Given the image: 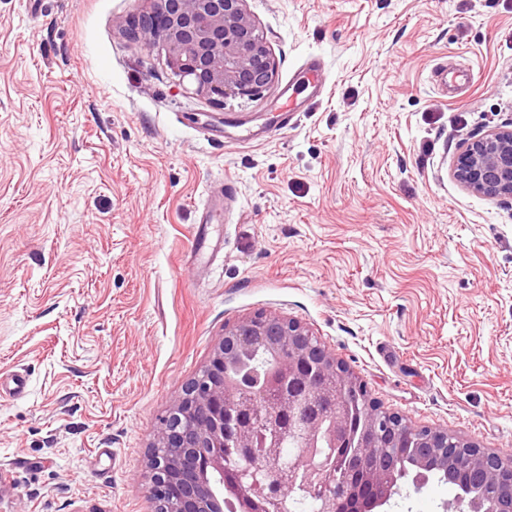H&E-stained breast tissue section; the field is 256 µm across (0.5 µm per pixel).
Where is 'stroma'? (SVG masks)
I'll return each mask as SVG.
<instances>
[{"instance_id": "stroma-1", "label": "stroma", "mask_w": 512, "mask_h": 512, "mask_svg": "<svg viewBox=\"0 0 512 512\" xmlns=\"http://www.w3.org/2000/svg\"><path fill=\"white\" fill-rule=\"evenodd\" d=\"M150 7L0 0V512H150L161 417L268 311L382 408L512 454V199L452 175L512 125V0H246L277 76L220 104L121 31Z\"/></svg>"}]
</instances>
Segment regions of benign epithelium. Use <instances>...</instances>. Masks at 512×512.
<instances>
[{"label": "benign epithelium", "mask_w": 512, "mask_h": 512, "mask_svg": "<svg viewBox=\"0 0 512 512\" xmlns=\"http://www.w3.org/2000/svg\"><path fill=\"white\" fill-rule=\"evenodd\" d=\"M152 9L128 26L134 39L155 44L165 53L171 70L187 79L194 93L224 98L231 92L255 97L275 82L276 65L263 35L247 13L245 0H151ZM468 191L487 198H512V128H497L468 141L454 170ZM273 354L272 375L285 380L268 418L291 434L305 438L347 433L364 456L378 439L397 441L403 431L416 428L397 413L365 400L368 417L360 434L348 429L347 415L335 409L346 388L358 387L328 349L301 323L277 312L245 318L224 326L211 359L189 380L182 394L160 421L148 456L151 471L149 498L153 512H224L223 499L210 490L208 469L226 472L227 482L242 502L256 503L254 495L277 499L285 484L270 476L267 463L293 472L292 460L282 448H268L265 461H252V415L256 396L224 365L254 347L255 337ZM488 451L446 431L424 429L418 448L423 469L445 468L464 457L497 487L498 512H512V465ZM309 479L323 485L318 512H343L345 500L363 496L362 512H386L394 482L383 471L366 474L355 489L344 478L313 465ZM444 512H489L478 498L458 494L443 505Z\"/></svg>", "instance_id": "1"}]
</instances>
